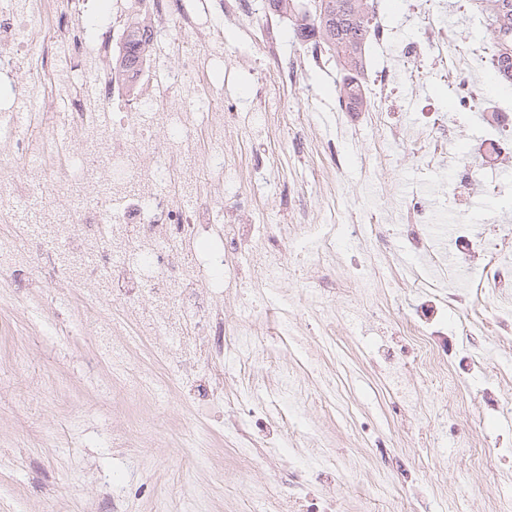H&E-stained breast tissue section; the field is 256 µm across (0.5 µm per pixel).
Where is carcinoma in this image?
<instances>
[{
  "mask_svg": "<svg viewBox=\"0 0 512 512\" xmlns=\"http://www.w3.org/2000/svg\"><path fill=\"white\" fill-rule=\"evenodd\" d=\"M491 32L499 46L495 72L498 81L512 84V0H487ZM271 10L294 17V34L303 42L323 45L336 56L343 74L336 86L338 102L365 105L361 75L366 67V48L372 37V18L366 0H323L320 16H307L302 0H268ZM152 30L147 25L129 29L123 55L115 67L135 73L143 52L150 48Z\"/></svg>",
  "mask_w": 512,
  "mask_h": 512,
  "instance_id": "cac0c4a2",
  "label": "carcinoma"
}]
</instances>
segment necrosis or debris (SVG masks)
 <instances>
[{"label":"necrosis or debris","mask_w":512,"mask_h":512,"mask_svg":"<svg viewBox=\"0 0 512 512\" xmlns=\"http://www.w3.org/2000/svg\"><path fill=\"white\" fill-rule=\"evenodd\" d=\"M157 30L177 25L182 62L157 80L148 55L129 93L124 77L99 69L114 51L111 19L92 21L79 0H0V222L36 208L44 228L0 246V258L31 272L48 264L72 287L99 280L86 297V319L122 307L144 336H166L158 355L173 372L190 375L198 362L226 356L225 288L236 278L223 247L200 254L196 245L217 219L200 186L223 169V154L192 148L195 111L185 92L211 60L219 27L200 30L188 12L172 17L171 0H148ZM98 68L95 103L82 99L78 75ZM506 104L487 109L476 152L488 164L512 157ZM168 134L165 149L154 135ZM74 194L71 207L57 197ZM452 240L479 257L466 273L484 294L512 285V227L486 235L457 220Z\"/></svg>","instance_id":"4bbe7bcc"}]
</instances>
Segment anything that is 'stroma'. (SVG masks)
I'll return each mask as SVG.
<instances>
[{
    "mask_svg": "<svg viewBox=\"0 0 512 512\" xmlns=\"http://www.w3.org/2000/svg\"><path fill=\"white\" fill-rule=\"evenodd\" d=\"M196 6L200 22L224 29V63L188 89L221 86L224 109L198 117V154L224 153V191L215 208L237 235L270 225L281 238L275 254L285 273L277 287L261 262L225 255L238 269L224 295L225 329L269 336L278 324L268 309L284 308L317 360L281 345V368L297 380L304 401L286 422L273 452L237 448L229 432L246 420L252 401L269 390L265 374L239 358L226 360L224 397L185 419L174 378L162 376L148 345L131 344L138 370L115 373L95 338L111 332L113 312L82 321V293L64 281L53 287L0 271V512H162V496L188 497L192 512H271L273 493L287 492L302 472L317 499L340 512H512V343L501 342L494 302L466 278L453 283L472 307L444 302L442 273L407 250L403 221L409 198L423 199L431 221L419 225L433 250L466 267L468 257L436 238L434 227L456 214L481 224L512 223V206L478 190L458 196L448 159L434 154L431 136H384L369 112L341 111L334 57L320 68L282 78L309 52L293 38L288 15L266 0H245L230 23ZM369 8L392 32L366 50V84L386 82L393 121L423 128L439 118L452 153L474 160L479 108H461L442 69L410 79L405 44L424 38L421 12L387 0ZM470 0H439L433 11L451 51L474 48ZM279 28L278 59L269 61L263 34ZM224 124L215 145L211 124ZM336 229H329V221ZM361 265L371 292L352 276ZM447 355L446 370L422 365L409 338L420 327ZM481 364H474L475 353ZM145 378L157 392L132 405L113 386ZM159 420L161 441L116 448L112 435L131 420Z\"/></svg>",
    "mask_w": 512,
    "mask_h": 512,
    "instance_id": "35a3bbf8",
    "label": "stroma"
}]
</instances>
